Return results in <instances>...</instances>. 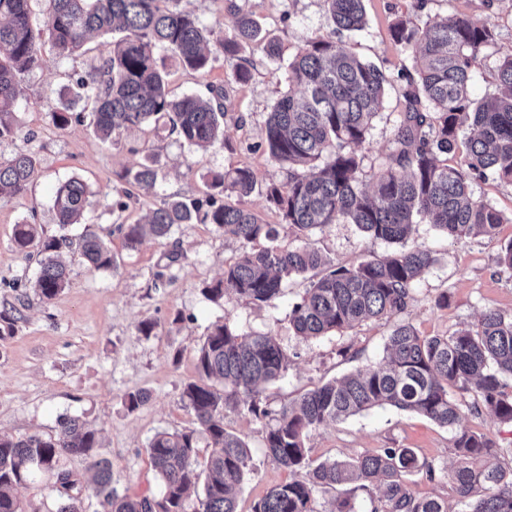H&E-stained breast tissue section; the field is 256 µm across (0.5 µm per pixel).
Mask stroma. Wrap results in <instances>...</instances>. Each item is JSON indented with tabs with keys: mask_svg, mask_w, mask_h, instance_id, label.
Here are the masks:
<instances>
[{
	"mask_svg": "<svg viewBox=\"0 0 512 512\" xmlns=\"http://www.w3.org/2000/svg\"><path fill=\"white\" fill-rule=\"evenodd\" d=\"M183 6L202 25L226 32L233 28V8H240L252 14L279 46L274 61L259 47L248 45L234 61L213 49L211 69L203 75L173 69L169 89L177 96L204 92L209 83L223 84L235 63L251 70L248 84L227 85L223 141L200 150L176 141L165 129L151 127L125 133L113 142L99 139L88 121L91 101L73 84L76 75L98 66L110 50V37L98 36L67 58L43 45L42 64L26 77L15 110V138L0 144L2 156L23 149L37 159L28 191L0 199V311L15 310L12 331L0 335V434L52 435L63 416L79 418L97 430L100 445L90 455L60 458L61 466L80 479L87 512H108L93 490L95 460L110 461L117 494L157 497L162 485L148 455L156 433L194 431L199 456L209 454V439L198 430L181 396L185 386L198 378L197 349L215 323L226 321L242 332L271 334L288 352L285 377L265 391L271 408L277 409L330 379L375 365L397 324H411L423 336H442L475 325L488 309L512 315V275L496 263L501 246L512 241V183L498 179L472 183L475 198L495 207L504 218L496 238L455 240L432 225H417L412 244L432 251L437 262L416 282L406 311L317 340L295 336L288 319L292 304L307 286L302 278L290 280L283 296L270 305L255 306L232 294L217 303L204 297L203 287L220 279L225 264L240 252L239 242L224 237L214 225L178 224L169 237L149 238L134 248L127 246L120 230L121 225L143 220L162 198L205 196L209 172L246 166L256 178L247 206L263 222L275 225L280 243L296 245L294 231L281 223L265 198L266 186L285 181L288 170L271 161L260 145L268 112L289 89L287 65L306 39L333 36L393 78L360 150L362 179L368 184L386 159L404 110L405 84L397 74L412 64L411 51L393 42L391 26L403 19L421 28L447 13L479 24L494 23L496 39L485 48L470 85L471 97L479 100L493 92L499 63L512 57V0H364L365 28L341 34L332 30L325 0H183ZM67 97L75 119L60 129L51 114ZM240 116L245 119L241 127L236 124ZM152 153L158 154L162 166L155 188L136 191L127 209L118 210V174L137 167ZM72 177L85 180L95 194L85 224L107 242L116 266L95 270L79 258L69 259L68 286L45 301L33 287L38 256L17 252L11 237L15 225L23 222L40 225L50 235L59 233L53 197ZM311 242L323 255L346 266L390 250L385 242L365 239L352 224L327 225L315 232ZM443 295L448 298L444 305L439 302ZM146 324L151 325V333H143ZM137 391L147 400L129 408L126 397ZM451 396L460 408V428L486 435L500 461L512 463V423L500 422L486 411L474 412L472 393L455 389ZM224 426L250 449L251 467L238 493L237 509L252 512L269 489L287 482L288 472L264 446L265 422L229 411ZM453 436L452 430L421 415L379 408L312 432L307 445L317 463L395 446L415 449L434 464L436 475L431 480L411 477L409 491L420 498L449 501L453 494L448 474L456 463ZM15 494L22 512H57L60 503L52 480L37 471Z\"/></svg>",
	"mask_w": 512,
	"mask_h": 512,
	"instance_id": "1",
	"label": "stroma"
}]
</instances>
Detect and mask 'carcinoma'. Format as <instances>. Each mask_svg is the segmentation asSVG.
I'll return each instance as SVG.
<instances>
[{"instance_id":"carcinoma-1","label":"carcinoma","mask_w":512,"mask_h":512,"mask_svg":"<svg viewBox=\"0 0 512 512\" xmlns=\"http://www.w3.org/2000/svg\"><path fill=\"white\" fill-rule=\"evenodd\" d=\"M43 2V25L34 23L32 4ZM182 0H0V144L15 136L13 113L23 95L26 75L40 67V46L48 40L59 55L79 50L92 33H121L112 49L75 84L91 93L96 135L112 141L122 132L150 122L163 123L171 135L205 149L224 139L228 112L223 86L209 95L176 97L168 88V71L158 63L163 51L180 67L207 72L210 38L234 58L254 42L265 43L266 55L279 57L278 47L262 36L245 12H237L234 31L225 35L202 27L181 8ZM335 28L360 31L366 25L364 0H325ZM391 35L413 52V68L401 70L407 81L405 112L393 133L386 166L363 188V156L373 119L391 79L328 36L308 39L288 64L287 92L268 112L263 151L288 166L283 183L266 187V200L295 230L301 244L283 246L278 232L245 205L255 190L248 167L212 171V193L189 202L163 198L145 224H121L126 242L135 246L149 235L166 238L176 224H213L242 251L224 267L222 279L202 289L210 301L227 293L254 305H269L284 294L288 281L309 280L301 299L288 314L295 334L318 339L343 333L369 320L390 319L414 299L417 279L437 258L422 247L406 246L418 222H427L447 236L495 238L503 217L477 200L471 182L494 176L512 182V57L497 67L495 92L471 99L470 83L482 65V49L495 40V25L477 24L457 14L438 16L419 30L404 20ZM464 148V164L450 167L441 156ZM307 167L309 172L297 169ZM37 171L36 157L17 150L0 158V198L25 193ZM160 173L150 157L119 174L126 197L133 189L153 187ZM236 197L235 202L226 198ZM93 206L87 183L72 177L53 200L57 224L83 223ZM328 224H353L371 240L398 244L385 257L356 266H338L311 246L310 236ZM265 240L257 248L255 243ZM13 244L36 250L40 272L34 287L49 301L68 284L61 256L72 252L96 270H108L114 257L97 233L85 230L75 238L47 235L35 224H18ZM290 357L273 337L245 333L226 322L214 325L198 348L199 380L189 383L182 401L208 435L211 452L197 462L194 432L156 434L149 457L162 481L160 496L118 495L112 489L109 461L94 462L96 495L110 512H185L190 486L203 483L197 512H237V490L249 469L246 442L224 427V411L268 419L264 443L271 457L288 470V482L272 488L253 512H314L316 492L353 484L369 490L377 482L381 496L370 512H450L448 502L420 499L407 488L408 477L435 475V466L412 448H385L377 454L327 460L317 465L306 445L322 426L391 407L418 413L441 427L459 422V408L449 391L472 390L474 408H485L503 422H512V315L488 309L473 327L446 336H421L409 324L397 326L388 338L382 362L366 370L330 380L282 405L268 408L264 387L283 379ZM99 443L96 431L77 418L63 417L47 437L0 435V512H22L14 489L32 471L54 480L57 512H85L72 495L77 480L60 467L64 454H90ZM458 460L449 478L464 512H512V466L487 464L492 442L463 430L456 434ZM487 494L476 498V489Z\"/></svg>"}]
</instances>
